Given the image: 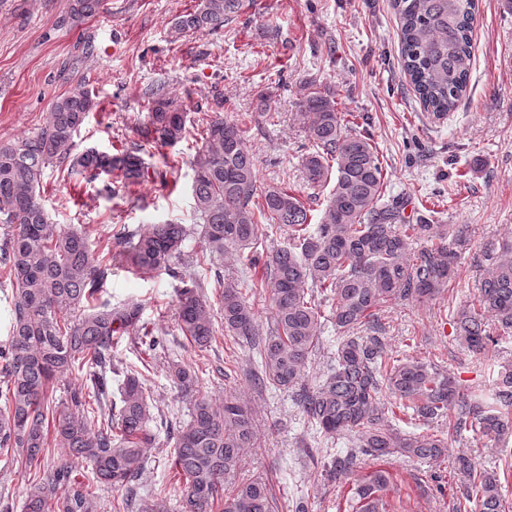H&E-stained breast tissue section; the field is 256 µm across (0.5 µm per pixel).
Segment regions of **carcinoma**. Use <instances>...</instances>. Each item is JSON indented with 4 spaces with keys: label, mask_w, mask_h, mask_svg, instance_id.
<instances>
[{
    "label": "carcinoma",
    "mask_w": 512,
    "mask_h": 512,
    "mask_svg": "<svg viewBox=\"0 0 512 512\" xmlns=\"http://www.w3.org/2000/svg\"><path fill=\"white\" fill-rule=\"evenodd\" d=\"M103 0H69L73 27L98 15ZM242 0H197L193 10L170 23L178 34L215 32L242 10ZM399 20L402 66L423 107L443 119L466 95L473 66L472 32L476 0H392ZM97 107L80 83L58 97L44 126L33 137L0 141V270L11 292L7 340L0 344V457L29 473L22 512H94L89 485L74 475L76 465L91 467L97 486L122 489L113 512H157L167 501L160 488L151 502H137V484L147 465L146 449L155 434L152 399L141 369L129 367L119 380L120 404L103 408L112 381V345L126 334L163 346L142 321L141 305L112 306L100 299L121 261L137 276L177 275L190 230L183 224H149L115 234L121 249L94 255L82 228L52 221L42 202L45 170L55 167L63 180L93 183L106 175L103 190L114 192L149 179V167L134 151H75V137ZM313 151L302 160L307 182L334 183L320 224L310 228L309 209L279 185L257 191L254 155L244 137L245 117L203 113L201 147L193 160L191 185L196 223L203 225L198 267H209L232 251L245 255L257 244L263 225L288 229V241L263 264L251 291L268 293L272 322L259 328L254 306L235 281L223 284L214 310L197 282L180 288L177 321L188 343L203 351L216 341L214 317L224 335L257 356L255 380L295 390L307 422L326 440L345 438L347 453L324 463L325 475L347 474L358 456H399L426 463L448 455V440L429 426L456 411V429L478 439L505 442L512 436V364L495 370L494 391L486 399L466 390L430 361L399 358L373 329L378 311L391 301L425 303L449 292L458 260L469 250L465 224H407L398 200H384L382 166L369 136L350 131L326 91L312 87L297 103ZM185 106L156 88L136 133L150 144L174 146L187 138ZM491 271L476 303L455 311V333L469 351L485 353L498 339L488 318L512 332V241L488 248ZM330 304L336 350L315 385L301 382L305 366L323 346L321 306ZM92 371L83 386L69 388L55 401L54 389L76 365ZM169 376L181 391L199 384L195 369L171 362ZM392 398L390 405L384 395ZM407 422L406 431L386 415ZM66 458L41 466L51 441ZM256 424L236 396L221 404L194 400L189 419L174 437L171 466L180 481L175 512H279L282 508L261 477L240 480L245 449L254 446ZM467 491L475 492L479 512H502L497 472L477 467L467 455L454 459ZM390 475L375 471L357 484L355 512H390Z\"/></svg>",
    "instance_id": "cac0c4a2"
}]
</instances>
